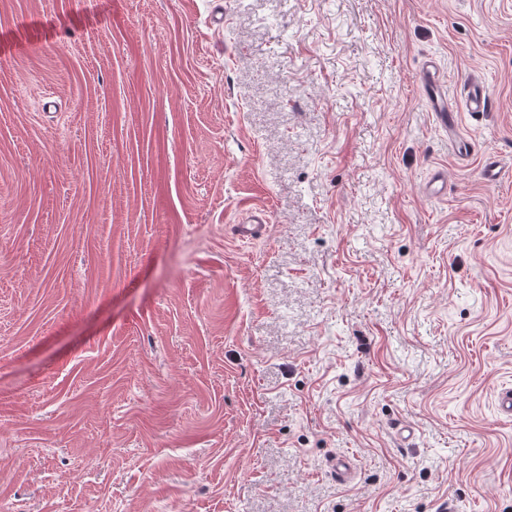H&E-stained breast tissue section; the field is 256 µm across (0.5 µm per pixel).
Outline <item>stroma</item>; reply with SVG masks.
I'll use <instances>...</instances> for the list:
<instances>
[{"label":"stroma","instance_id":"obj_1","mask_svg":"<svg viewBox=\"0 0 512 512\" xmlns=\"http://www.w3.org/2000/svg\"><path fill=\"white\" fill-rule=\"evenodd\" d=\"M509 389L512 0H0V512H512ZM423 81L424 85L428 86L432 91V95L429 100L437 119L441 124L448 125V128L452 127L456 122V114L453 110L448 109L447 96L440 93L438 90L440 83L438 81L434 65L427 66L423 76ZM434 88L437 89L436 92L434 91ZM468 112H484L488 106L487 86L482 80L471 79L464 86ZM265 223H267L266 211L262 208H256L246 224H235L233 226L234 236L239 242L248 243L261 236Z\"/></svg>","mask_w":512,"mask_h":512}]
</instances>
